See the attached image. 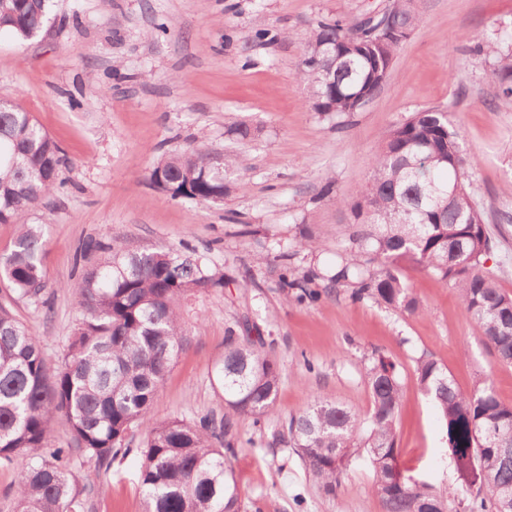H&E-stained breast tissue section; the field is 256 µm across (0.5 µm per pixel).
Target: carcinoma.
<instances>
[{"label": "carcinoma", "mask_w": 512, "mask_h": 512, "mask_svg": "<svg viewBox=\"0 0 512 512\" xmlns=\"http://www.w3.org/2000/svg\"><path fill=\"white\" fill-rule=\"evenodd\" d=\"M51 0H0V34L33 38L48 21ZM391 24L413 32L421 23L411 0H393ZM401 43L382 46L352 39L340 17L317 21L306 44L299 76L313 112L353 111V102L375 96L374 71ZM494 75L499 93L512 98V51L500 55ZM227 133L245 143L260 130L234 123ZM241 160H216L202 145L175 152L149 172L150 183L173 197L219 202L230 191L227 171ZM64 160L54 139L11 98H0V224L17 228L12 250L0 256L12 293L36 298L46 286L42 225L24 217L64 185ZM474 159L462 146L460 126L436 107L413 113L387 134L374 155L369 180L356 199L338 197L354 217V230L333 269L300 272L292 254L279 255V287L298 302L315 301L317 280L342 288L355 301L373 300L408 314L424 307L404 270L415 267L454 288L501 364L512 365V297L485 271L493 242L471 189ZM83 251L108 256L87 271L73 294L82 314L78 331L56 369L47 367L39 340L0 303V465L24 457L11 512H85L86 488L69 469L74 457L110 470L143 435L140 483L143 512H245L232 458L237 419L259 426L275 413L279 368L256 326L230 331L215 375L224 390V417L156 422L151 405L177 353L187 342L182 302L223 291L224 273L175 249L112 250L90 240ZM361 374L371 397L361 415L328 399L279 420L275 442L295 449L321 492L336 496L349 461L365 453L373 489L386 512H449L455 491H437L404 473L399 462L397 418L403 391L400 372L374 352ZM421 390L446 427L448 448L461 475L483 460L489 482L459 501L463 512H512L497 488L512 489V405L480 379L463 392L448 371L422 355L415 361ZM68 423L70 440L50 448L56 416Z\"/></svg>", "instance_id": "obj_1"}]
</instances>
